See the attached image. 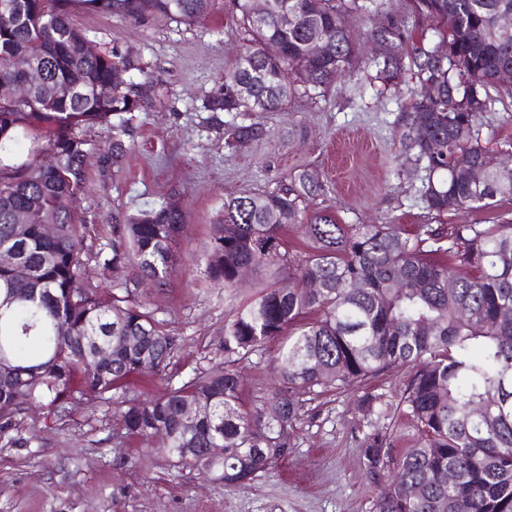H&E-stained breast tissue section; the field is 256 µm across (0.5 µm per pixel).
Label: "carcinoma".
Returning <instances> with one entry per match:
<instances>
[{
    "mask_svg": "<svg viewBox=\"0 0 512 512\" xmlns=\"http://www.w3.org/2000/svg\"><path fill=\"white\" fill-rule=\"evenodd\" d=\"M0 9V252L29 269L24 280L0 266V436L35 407L60 416L69 406L112 408L120 438L149 448L154 433L169 439L160 452L176 467L219 473L243 485L286 453L298 420L296 395L345 389L389 369L408 376L395 402L366 394L356 403L374 432L362 448L366 473L383 488L377 512H512V222L503 224H338L301 207L317 176L303 170L259 195L224 200L213 225L206 277L236 285L244 267L269 271L258 296L224 324V367L200 372L157 398L117 397L143 374L172 379L177 344L153 311L130 293L103 292L83 277L88 257L118 268L135 259L142 278L160 287L171 275L183 228L174 202L112 225V242L84 247L78 203L87 186V130L112 127L102 167L125 159L124 137L142 108L150 75L138 56L90 54L72 15L121 16L135 23L162 17L191 24L210 0H10ZM243 47L209 112H276L301 92L328 87L336 72L366 65L386 85L411 74L415 87L397 117L401 157L423 166L421 198L438 215L489 207L512 198V166L482 144L484 117L512 97V35L498 19L512 0H410V16L432 25L437 41L407 47L408 19L372 32L379 53L362 62L349 17L368 16L358 0H232ZM336 41L318 54V32ZM28 58L42 81L18 100L12 59ZM112 86L101 99L98 87ZM118 122H112L113 118ZM33 135L30 158L14 162L19 133ZM227 140L261 139L263 126L229 124ZM54 164L46 165L44 156ZM481 181L470 179L472 167ZM35 207L56 225L17 233L14 210ZM303 238L294 249L286 230ZM453 287H448V282ZM318 287H312V284ZM68 335L59 337V330ZM288 335L274 359L278 382L267 408L245 406L237 364L269 340ZM112 342V364L96 361ZM206 413L189 420L185 406ZM416 432L399 457L377 429ZM198 449L194 462L181 449ZM212 448L223 454L210 453ZM454 480L448 481V473ZM419 486V494L413 488Z\"/></svg>",
    "mask_w": 512,
    "mask_h": 512,
    "instance_id": "obj_1",
    "label": "carcinoma"
}]
</instances>
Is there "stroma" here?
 Here are the masks:
<instances>
[{"instance_id":"stroma-1","label":"stroma","mask_w":512,"mask_h":512,"mask_svg":"<svg viewBox=\"0 0 512 512\" xmlns=\"http://www.w3.org/2000/svg\"><path fill=\"white\" fill-rule=\"evenodd\" d=\"M100 51L140 56L156 78L138 112L121 167L101 169L108 126L88 130L93 152L80 200L86 245L112 240L113 218L174 199L184 232L174 248L166 284H141L136 262L112 270L88 261L86 277L108 292H130L153 310L177 343L180 378L224 364V324L232 305L256 293L263 275L248 271L224 290L205 276L211 228L224 201L276 188L307 169L321 184L308 211H327L340 224H499L512 219V200L436 216L421 197V173L402 163V130L395 119L411 83L387 87L370 72L337 78L322 95L292 99L282 112L255 120L267 139L235 147L224 139L225 113L203 107L218 92L242 45L230 0H211L193 24L155 18L141 24L76 12ZM281 339L264 344L239 365L247 406L268 405L272 361ZM406 375L388 370L345 391L300 396L290 445L276 465L243 486L217 475L171 466L153 448L113 438L105 407L80 405L54 420L31 411L27 426L0 438V512H377L379 489L362 464L371 428L355 410L368 393L398 399Z\"/></svg>"}]
</instances>
